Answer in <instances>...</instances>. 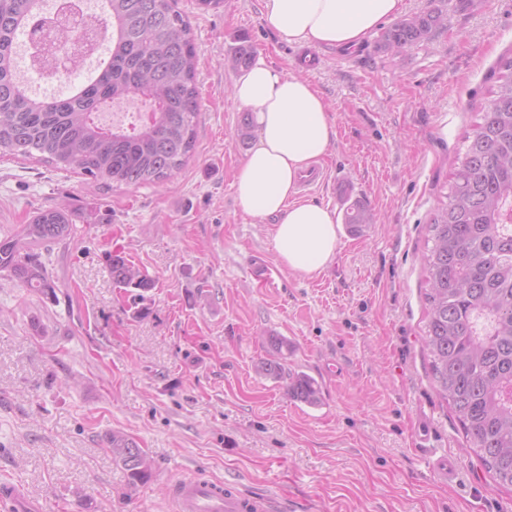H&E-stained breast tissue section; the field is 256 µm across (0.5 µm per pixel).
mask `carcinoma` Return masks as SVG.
Returning a JSON list of instances; mask_svg holds the SVG:
<instances>
[{"mask_svg":"<svg viewBox=\"0 0 512 512\" xmlns=\"http://www.w3.org/2000/svg\"><path fill=\"white\" fill-rule=\"evenodd\" d=\"M103 20L111 30L110 57L100 73L65 97L39 98L20 81L15 66L18 32L56 19V52L88 40L97 17L82 26L51 16L43 0H0V155L78 170L106 187L143 186L172 179L191 157L199 104L197 50L191 27L174 0H107ZM442 23L437 10L402 19L381 35L382 47L400 51ZM254 50L243 40L224 67L244 71ZM496 89L480 121L465 136L452 183L430 224L425 255L429 317L424 342L439 395L458 418L484 469L512 488V56L493 72ZM144 102L149 118L128 129L107 127L101 110L116 101ZM376 218L362 201L346 209L352 227ZM64 208H40L28 223L0 238V271L21 288L55 293L43 254L71 239ZM113 281L140 291L154 280L120 253L109 257ZM276 356L257 370L287 380L288 394L311 406L321 387L311 376L290 373L288 340L270 338ZM112 459L129 483H145L152 460L120 431L109 434Z\"/></svg>","mask_w":512,"mask_h":512,"instance_id":"carcinoma-1","label":"carcinoma"}]
</instances>
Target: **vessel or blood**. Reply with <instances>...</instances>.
<instances>
[{
	"instance_id": "b4317fda",
	"label": "vessel or blood",
	"mask_w": 512,
	"mask_h": 512,
	"mask_svg": "<svg viewBox=\"0 0 512 512\" xmlns=\"http://www.w3.org/2000/svg\"><path fill=\"white\" fill-rule=\"evenodd\" d=\"M172 496L179 512H276L271 496L243 493L234 482L187 478L176 481ZM0 512H44L40 503L11 486L0 487Z\"/></svg>"
}]
</instances>
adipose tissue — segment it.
I'll return each mask as SVG.
<instances>
[{
	"label": "adipose tissue",
	"instance_id": "adipose-tissue-1",
	"mask_svg": "<svg viewBox=\"0 0 512 512\" xmlns=\"http://www.w3.org/2000/svg\"><path fill=\"white\" fill-rule=\"evenodd\" d=\"M404 3L262 0V13L288 41L352 49L400 15ZM231 96L252 112L257 133L235 178L243 212L275 218L273 246L290 270L309 274L323 269L339 246L336 213L301 199L300 187L336 135L324 99L301 74L262 62L234 79Z\"/></svg>",
	"mask_w": 512,
	"mask_h": 512
}]
</instances>
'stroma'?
Segmentation results:
<instances>
[{
  "label": "stroma",
  "mask_w": 512,
  "mask_h": 512,
  "mask_svg": "<svg viewBox=\"0 0 512 512\" xmlns=\"http://www.w3.org/2000/svg\"><path fill=\"white\" fill-rule=\"evenodd\" d=\"M197 48L192 158L168 182L108 189L77 172L0 157V235L63 206L75 233L46 260L45 296L0 277V481L46 512H176L179 478L229 479L290 512H512L439 396L423 340L424 256L463 136L512 55V0H405L438 8L445 28L390 53L371 31L353 50L319 47L317 67L266 22L261 0L201 9L178 0ZM248 36L257 60L298 71L323 96L336 135L305 199L344 212L360 199L376 223L339 229L336 257L294 272L273 247L274 218L245 215L224 58ZM121 252L152 277L145 301L112 280ZM263 262L276 282L255 279ZM289 368L314 377L319 406L260 374L269 335ZM153 462L130 485L105 446L112 431ZM459 467L439 481L433 463Z\"/></svg>",
  "instance_id": "obj_1"
}]
</instances>
